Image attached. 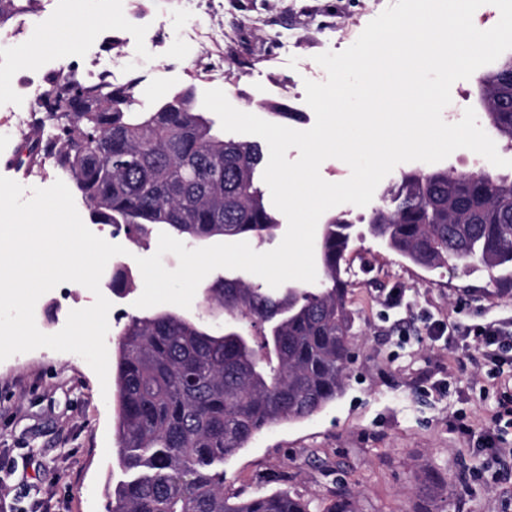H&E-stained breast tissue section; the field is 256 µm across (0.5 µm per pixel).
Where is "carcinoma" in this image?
<instances>
[{"instance_id": "cac0c4a2", "label": "carcinoma", "mask_w": 512, "mask_h": 512, "mask_svg": "<svg viewBox=\"0 0 512 512\" xmlns=\"http://www.w3.org/2000/svg\"><path fill=\"white\" fill-rule=\"evenodd\" d=\"M512 54L481 79L483 104L512 102ZM137 84L90 87L67 73L49 94V126L26 138L89 203L95 224L142 237L164 224L190 241L262 238L278 227L259 185L260 145L224 138L179 91L137 112ZM512 146V112L485 113ZM366 233L426 270L476 261L512 280V178L413 172L386 191ZM341 215L317 243L319 287L276 293L241 279L205 289L224 310L213 329L172 310L128 317L112 361L115 434L124 478L109 512H358L343 487L321 510L286 491L240 499L224 489V461L272 426L309 418L336 400L352 362L355 312L341 261L354 245Z\"/></svg>"}]
</instances>
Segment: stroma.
Returning a JSON list of instances; mask_svg holds the SVG:
<instances>
[{"label": "stroma", "mask_w": 512, "mask_h": 512, "mask_svg": "<svg viewBox=\"0 0 512 512\" xmlns=\"http://www.w3.org/2000/svg\"><path fill=\"white\" fill-rule=\"evenodd\" d=\"M365 0H34L28 11L0 28V118L31 109L33 88L47 71L85 77L101 54L119 53L143 71L138 110L190 88L196 96L222 89L237 109L269 119L260 101L299 112L286 127L315 123L301 99L306 79L326 80L316 55L340 52L351 39L339 28L364 30L374 19ZM51 20L36 36L37 15ZM217 16L236 36L235 57L214 64L211 44L185 38L204 15ZM292 36L290 62L272 57L277 41ZM24 132L0 127V176L24 188H46L59 177L52 160L13 171L4 153L22 145ZM91 230L124 254L108 262L126 268L133 284L113 291L108 274L100 290L111 302L107 345H114L123 315L138 314L143 290L137 258L153 255L165 227L153 225L142 240L107 224ZM349 259L366 268L352 288L356 313L354 361L344 392L319 413L276 425L224 463V488L247 498L291 491L321 503L337 484L355 493L359 512H501L512 499V466L477 452L478 438L457 432L466 415L476 430L512 397L502 379L474 369L462 352L427 339L429 318L476 323L512 313V283L493 278L479 263L425 271L405 263L370 236L356 240ZM405 305L389 308L393 292ZM86 287L66 282L39 299L38 329L60 331L71 310L89 307ZM115 403L79 355L39 348L0 361V512H106L108 489L122 477L116 459Z\"/></svg>", "instance_id": "obj_1"}]
</instances>
